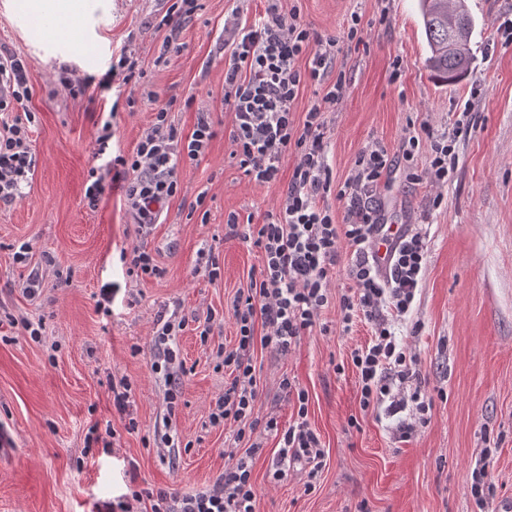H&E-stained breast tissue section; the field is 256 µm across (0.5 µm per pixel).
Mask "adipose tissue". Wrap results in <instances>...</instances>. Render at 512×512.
<instances>
[{
    "label": "adipose tissue",
    "instance_id": "1",
    "mask_svg": "<svg viewBox=\"0 0 512 512\" xmlns=\"http://www.w3.org/2000/svg\"><path fill=\"white\" fill-rule=\"evenodd\" d=\"M0 11L20 35L45 32L37 46L44 59L108 69L112 55L100 29L112 15V0H0Z\"/></svg>",
    "mask_w": 512,
    "mask_h": 512
}]
</instances>
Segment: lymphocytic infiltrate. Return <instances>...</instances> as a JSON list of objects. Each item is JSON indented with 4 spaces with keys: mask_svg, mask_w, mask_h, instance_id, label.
<instances>
[{
    "mask_svg": "<svg viewBox=\"0 0 512 512\" xmlns=\"http://www.w3.org/2000/svg\"><path fill=\"white\" fill-rule=\"evenodd\" d=\"M363 29L352 16L342 37L319 33L299 9H283L281 0H268L263 15L252 22H234L224 42V106L232 117V157L249 180L278 181L285 162L292 173L279 203L267 210L262 223H241L238 214L226 219L227 235L249 242L262 255L259 272L233 299L237 345L225 351L229 382L209 414L212 426H233L235 441L250 440V454L261 451L252 439L256 430L277 433L280 449L275 477L291 463L308 464V480H316L324 451L310 428L308 393L295 380L282 378L279 388L297 405L287 429L276 419L254 416L261 377L254 361L256 347L285 354L317 325L319 313L338 302L340 327L349 332L355 321L370 325L368 343L354 348L351 363L358 376L362 410L387 409L398 416V439L412 437L416 424H427L433 397L421 380L418 358L399 341L395 325L408 320L424 279L428 244L425 233L404 231L386 263H379L374 241L384 225L377 191L391 169H399L411 184L437 187L433 205H441L442 187L457 159V145L471 133L469 121L457 120L451 132L405 135L398 154L380 142L361 150L351 176L334 185L326 155V115L335 111L347 88L345 71L336 61L346 48L360 44ZM306 66H299L300 57ZM314 86L315 100L304 114L294 103L305 86ZM33 96L26 66L17 56H0V203L21 198L20 191L34 171L38 157L31 139ZM171 102L158 103L155 120L129 154L113 155L112 178L121 183L128 211L140 237L149 236L165 208L178 193L186 162H199L215 136L211 112L198 110L190 134H182L170 119ZM341 203L333 210L328 197ZM348 250L349 285L333 297L330 282L341 250ZM173 322H164L153 341L151 368L167 386V409H175L177 388L185 369L170 346ZM413 410V420L401 419ZM135 500H148L150 512H254L256 489L245 459L227 465L213 485L184 495L144 488Z\"/></svg>",
    "mask_w": 512,
    "mask_h": 512,
    "instance_id": "lymphocytic-infiltrate-1",
    "label": "lymphocytic infiltrate"
}]
</instances>
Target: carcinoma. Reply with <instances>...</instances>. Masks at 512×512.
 Wrapping results in <instances>:
<instances>
[{
    "instance_id": "cac0c4a2",
    "label": "carcinoma",
    "mask_w": 512,
    "mask_h": 512,
    "mask_svg": "<svg viewBox=\"0 0 512 512\" xmlns=\"http://www.w3.org/2000/svg\"><path fill=\"white\" fill-rule=\"evenodd\" d=\"M429 71L447 83L470 74L476 22L467 0H419Z\"/></svg>"
}]
</instances>
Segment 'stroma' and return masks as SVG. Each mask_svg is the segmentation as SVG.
Masks as SVG:
<instances>
[{"instance_id": "1", "label": "stroma", "mask_w": 512, "mask_h": 512, "mask_svg": "<svg viewBox=\"0 0 512 512\" xmlns=\"http://www.w3.org/2000/svg\"><path fill=\"white\" fill-rule=\"evenodd\" d=\"M199 8L177 32L162 26L170 0H112L104 29L113 56H127L143 77L124 85L118 67L110 87L71 96L8 18L0 13V53L21 57L34 88L29 108L38 166L24 196L0 204V512H98L143 488L187 493L212 485L230 457H243L231 428L209 423V407L224 392L217 369L219 347L237 344L227 308L259 269V250L224 234L229 213L262 223L286 187L250 181L235 165L229 125L199 163L186 165L180 193L147 238H139L121 189L113 187L107 161L131 153L154 119L155 103L172 101L171 119L190 134L197 107L224 109V24L232 16L254 19L265 0H198ZM298 7L319 33L341 35L351 16L361 18L364 45L340 62L347 90L328 115L327 161L336 184L371 142L397 153L409 131L440 136L471 110V135L457 147L456 170L433 207V190L392 174L382 195L388 223L426 232L428 254L412 322L398 332L418 357L426 389L435 397L429 422L408 441L394 434L396 420L363 411L351 350L369 340L371 328L338 326L339 306L319 316V327L288 354L256 349L264 388L254 415L287 426L296 415L279 390L288 377L307 391L308 421L325 450L314 489H306L305 463L274 478L279 445L263 433V451L252 457L255 512H504L512 504V44L497 28L512 17V0H468L477 22L478 49L468 81L435 83L425 66L417 0H283ZM180 50L165 53L167 36ZM402 75L391 81L393 63ZM193 107H185L189 94ZM158 100V101H159ZM111 136L99 143L104 121ZM106 186L96 208L84 198L90 171ZM204 204H197V197ZM29 244L26 262L13 254ZM156 254L163 278L128 275L124 253L137 244ZM219 261L221 277L199 270L201 254ZM40 291L23 288L32 273ZM116 287L108 306L100 290ZM179 312L185 323L173 338L184 364L174 412H167L164 380L151 369L157 323ZM42 324L31 339L23 320ZM208 338H201V331ZM133 389L128 431L112 405L109 377ZM357 427H349V420ZM112 428L111 447L94 442V430ZM172 435L176 460L163 458L156 440ZM494 494L479 506L469 472L482 449Z\"/></svg>"}]
</instances>
